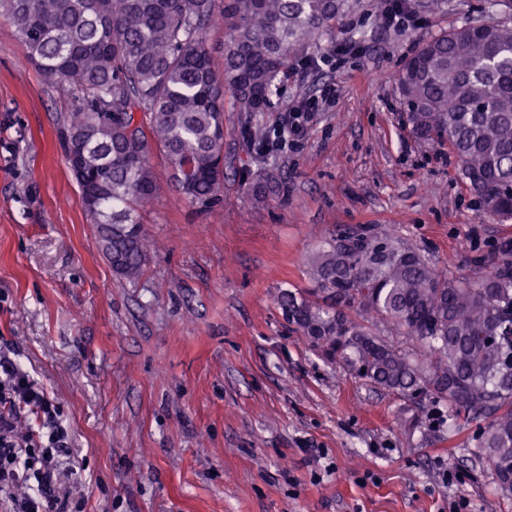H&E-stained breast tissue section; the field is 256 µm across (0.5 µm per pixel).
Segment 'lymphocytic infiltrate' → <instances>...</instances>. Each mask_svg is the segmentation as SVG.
Instances as JSON below:
<instances>
[{"label":"lymphocytic infiltrate","instance_id":"lymphocytic-infiltrate-1","mask_svg":"<svg viewBox=\"0 0 512 512\" xmlns=\"http://www.w3.org/2000/svg\"><path fill=\"white\" fill-rule=\"evenodd\" d=\"M336 87L289 101L268 134L265 148L275 153L297 145L318 113L334 107ZM26 429H19L21 419ZM69 435L53 397L16 358L0 351V493L10 512H73L64 490L62 461L70 457Z\"/></svg>","mask_w":512,"mask_h":512}]
</instances>
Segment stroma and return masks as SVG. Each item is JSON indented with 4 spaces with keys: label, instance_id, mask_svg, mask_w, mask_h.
I'll return each instance as SVG.
<instances>
[{
    "label": "stroma",
    "instance_id": "stroma-1",
    "mask_svg": "<svg viewBox=\"0 0 512 512\" xmlns=\"http://www.w3.org/2000/svg\"><path fill=\"white\" fill-rule=\"evenodd\" d=\"M485 0H411L408 27L372 6L305 52L356 42L324 68L335 83L298 146L271 155L278 196L255 200L260 167L226 112L224 196L210 209L165 187L140 209L141 275L117 276L59 143L72 98L23 57L0 17V349L61 404L83 512H512L470 437L321 359L283 319L280 291L311 288L306 258L342 225L382 228L440 272L512 237L484 214L456 159L409 134L397 76L424 39L480 20ZM455 470L462 482L448 483Z\"/></svg>",
    "mask_w": 512,
    "mask_h": 512
}]
</instances>
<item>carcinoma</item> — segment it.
Returning a JSON list of instances; mask_svg holds the SVG:
<instances>
[{
	"label": "carcinoma",
	"instance_id": "carcinoma-1",
	"mask_svg": "<svg viewBox=\"0 0 512 512\" xmlns=\"http://www.w3.org/2000/svg\"><path fill=\"white\" fill-rule=\"evenodd\" d=\"M489 18L422 41L398 74L410 133L448 145L482 210L512 219V0H487ZM363 0H0L29 62L75 102L60 131L69 153L87 135L85 211L112 271L137 278L147 247L137 213L161 187L148 163L163 151L181 193L210 208L224 189V106L262 110L304 46ZM224 24V66L203 38ZM142 113L147 120L137 117ZM191 167V173L184 166ZM262 167L252 195H277ZM475 279L438 272L403 238L341 227L309 257L314 287L283 291L288 324L329 362L434 409L448 433L487 419L475 439L498 492L512 498V238L492 248Z\"/></svg>",
	"mask_w": 512,
	"mask_h": 512
}]
</instances>
